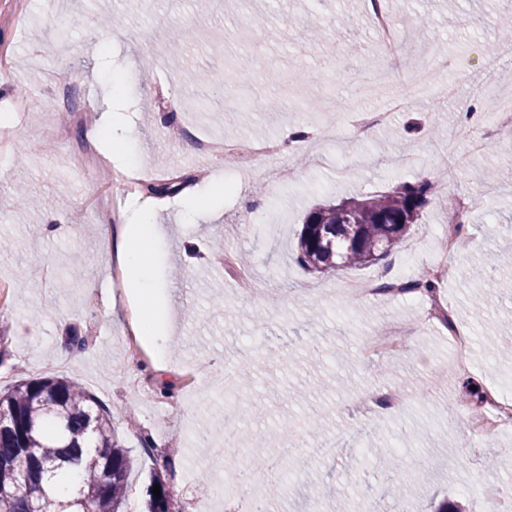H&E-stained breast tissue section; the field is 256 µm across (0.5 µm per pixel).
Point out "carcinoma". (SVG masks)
Returning <instances> with one entry per match:
<instances>
[{"mask_svg":"<svg viewBox=\"0 0 512 512\" xmlns=\"http://www.w3.org/2000/svg\"><path fill=\"white\" fill-rule=\"evenodd\" d=\"M439 192L429 180L401 183L314 209L297 238L299 263L320 272L373 264L405 239ZM132 466L109 415L78 382L28 377L0 391V512H85L90 503L95 512H125ZM72 467L82 481L61 501L54 484ZM146 495L145 512H179L160 473Z\"/></svg>","mask_w":512,"mask_h":512,"instance_id":"cac0c4a2","label":"carcinoma"}]
</instances>
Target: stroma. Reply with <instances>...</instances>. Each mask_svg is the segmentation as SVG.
I'll return each mask as SVG.
<instances>
[{
    "label": "stroma",
    "instance_id": "obj_1",
    "mask_svg": "<svg viewBox=\"0 0 512 512\" xmlns=\"http://www.w3.org/2000/svg\"><path fill=\"white\" fill-rule=\"evenodd\" d=\"M400 26L404 61L428 63L452 45L469 68L461 100L494 95L483 54L499 44L496 21L512 14V0H391ZM369 0H56V20L40 0H0V289L12 303L0 312V389L22 377L77 380L112 415L115 434L135 459L130 485L142 512L151 472L177 492L181 512H199L217 484L228 495L222 512H253L251 487L265 474L229 481L241 462L230 454L214 464L198 444L225 404L252 402L240 422L239 442H261L274 455L284 437L298 445L329 440L363 425V445L337 449L332 460L306 467L289 459L280 495L270 512H366L390 494L373 467L390 464L407 485L406 512H433L438 501L458 499L466 512H495L488 487L512 490V440L492 435L461 446L466 420L453 401L466 383L512 385V268L473 279L471 271L494 252L512 251V144L492 141L469 171L447 183L450 191L480 198L469 219L472 250L449 257L453 278L438 287L440 304L470 328L474 344L464 365L452 363L448 333L429 313L425 298L388 301L339 297V284L384 276L407 266L432 265L442 254L447 210L428 204L404 243L365 267L332 273L304 269L296 260L297 234L316 205L354 194H376L404 182L441 181L431 165L402 164L413 153L430 155L459 138L456 107L418 97L365 142L342 120L347 107H382L396 82L370 84L389 70L376 56ZM263 19L264 30L253 27ZM183 59L170 69L172 56ZM67 75L65 87L52 72ZM120 96L109 100L113 82ZM121 113L132 132L127 148L139 167L172 194L102 202V180L87 177L94 136L89 114ZM328 124L325 141L275 161L255 160L223 177V155L202 160L198 137L252 141L282 136L300 124ZM210 164L212 182L234 189L202 216L190 218V190ZM348 171L336 177L337 166ZM294 178H287V170ZM498 179H488L490 170ZM60 197L65 218L57 234L32 235L47 221L46 199ZM151 204L167 228L158 256L170 298L173 339L167 358L177 375L159 373L154 359L131 361L125 348V305L115 292L112 257L99 227L110 208L129 213ZM251 209V230L237 216ZM263 314L253 321L251 312ZM31 330L16 333L15 321ZM402 327L404 348L368 361L363 341ZM85 349L59 359L66 337ZM237 370L236 390H212L206 378L215 361ZM199 382L187 399L180 372ZM145 380L134 392L128 376ZM169 396H160L162 386ZM387 386L399 405L380 417L366 392ZM290 422L283 435L281 422ZM154 445L144 455L142 437Z\"/></svg>",
    "mask_w": 512,
    "mask_h": 512
}]
</instances>
